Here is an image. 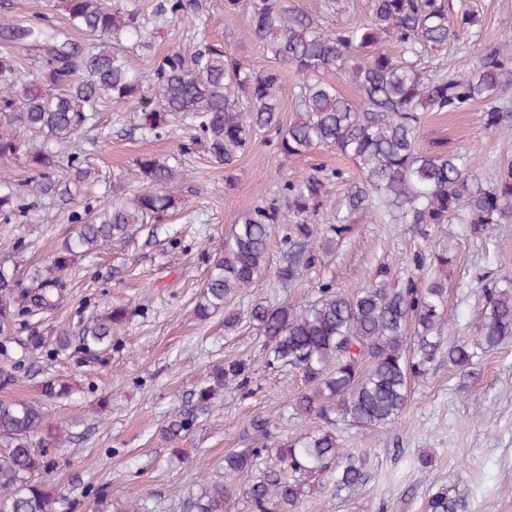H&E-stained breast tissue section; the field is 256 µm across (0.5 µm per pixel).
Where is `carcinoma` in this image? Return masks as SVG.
Instances as JSON below:
<instances>
[{"mask_svg": "<svg viewBox=\"0 0 512 512\" xmlns=\"http://www.w3.org/2000/svg\"><path fill=\"white\" fill-rule=\"evenodd\" d=\"M191 0H159L147 14L137 3L116 7L110 0H62L67 26L86 37L83 45L59 37L49 13L35 22L7 25L11 40L25 49L0 50V159L24 157L31 166L35 200L0 176V223L13 224L48 202L67 204L68 179L80 175L87 148L96 141L85 133L114 103L137 104V129L159 138L171 121L192 132L210 159L229 171L260 134H274L275 148L286 157L305 156L332 144L358 171L314 173L303 180L282 181L278 195L262 202L234 225L224 251L213 260L195 304L202 321L224 310L241 289L269 275L291 288L304 271L325 261L354 231L355 216L365 212L383 224H406L429 239L442 224H464L482 237L495 224H512V160L498 158L500 175L483 186L470 167V155L427 154L418 145L426 112H459L481 104L484 125L498 129L512 121V105L502 95L512 87V37L467 55L452 74H427L418 59L428 50L479 36L473 11L456 17L447 0H372L362 23L329 29L297 0H224V13L248 16L252 35L263 51L292 66L298 81L291 93L295 109L282 117V75L258 73L223 43L194 32L188 52L171 49L151 56L147 71L130 64L125 45L150 47L159 30L188 20ZM391 39L392 54L382 46ZM333 72L349 82L356 96H345L337 83L321 77ZM69 148L67 165L61 150ZM139 186L124 193V177L112 181V198L86 199L83 211L68 215L78 225L64 251L51 257L35 284L20 288L0 269V335L16 321H26L62 297L72 256H83L121 241L138 224L160 221L173 199L171 188L186 177L182 162L150 156L134 160ZM344 187L334 222L314 217L330 179ZM281 234L282 259L268 267L269 245ZM456 256L451 247L414 252L402 268L384 263L374 279L353 294L331 281L317 286V298L304 308L274 306L257 299L250 321L264 336L266 364L297 369L304 390L292 402L301 419L316 417L323 427L291 444L241 448L224 456V474L232 477L257 469L264 455L275 453L279 469L262 473L245 488L251 512H283L298 505L306 480L326 475L339 490L363 484L368 458L342 447L336 426L361 429L397 423L411 398L410 382L424 379L441 354L442 328L448 317V281L444 270ZM476 281L483 302L477 346L465 340L448 344V364L463 371L479 352L512 336V279L504 285ZM128 308L115 306L85 327L74 349L78 361H101L112 350L116 326ZM35 400H0V512H52L57 497L50 490L51 454L64 447L65 427L47 419L45 402L67 397V379L40 382ZM226 389L242 398L255 393L247 358L224 362L191 393L187 404L171 413L162 429L172 443L194 430L214 395ZM38 444H33L34 438ZM231 488L207 481L191 499L187 512H225ZM460 500L436 491L424 512H459Z\"/></svg>", "mask_w": 512, "mask_h": 512, "instance_id": "obj_1", "label": "carcinoma"}]
</instances>
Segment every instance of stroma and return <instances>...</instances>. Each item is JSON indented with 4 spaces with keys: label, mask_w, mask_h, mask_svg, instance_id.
Returning a JSON list of instances; mask_svg holds the SVG:
<instances>
[{
    "label": "stroma",
    "mask_w": 512,
    "mask_h": 512,
    "mask_svg": "<svg viewBox=\"0 0 512 512\" xmlns=\"http://www.w3.org/2000/svg\"><path fill=\"white\" fill-rule=\"evenodd\" d=\"M465 2L481 15L479 37L426 55L421 61L425 71L453 73L461 57L512 33V0ZM298 3L320 12L323 26L338 27L363 21L371 0H339L333 11L321 10V0ZM190 16L174 30H160L155 51L188 48L194 21H202L206 35L231 47L252 68L281 69L287 85L281 108L292 115L293 68L258 48L242 16L225 15L224 0H194ZM133 111L127 104L121 112H103L95 131L99 143L87 156V174L71 186L76 199L92 194L107 199L113 174L131 171L135 157L172 158L190 136L187 128L176 126L159 139L142 137L131 128ZM483 115L478 105L464 112L427 113L420 148L468 151L474 173L482 183L492 182L493 158L512 157V130L486 129ZM184 160L188 176L173 189L174 204L157 236L142 231L78 259L58 305L27 323L10 325L4 338L9 351L0 355V367L18 362L25 373L16 384L0 388V399H34L39 382L52 375L67 376L73 386L70 397L46 404L51 421L68 425L79 436L63 451L54 472V484L73 503L72 512H94V494L100 490L109 492L113 502L139 505L141 512H186L201 480L220 474L225 453L248 446L253 417L274 416L272 435L279 444L319 427L317 419L302 421L287 412V402L303 383L297 370L267 366L263 338L247 318L253 297L302 308L316 299L319 281H334L350 293L369 282L379 264L407 257L426 244L450 241L457 260L448 270L452 323L444 337L470 341L478 334L481 315L473 283L485 273L489 257L498 259V276L512 277V224L495 225L483 240L453 224L426 242L362 213L350 240L295 287L280 288L266 279L227 302L226 310L242 322L234 335H225L223 316L199 320L194 306L233 225L271 197L281 178L300 180L336 168L352 175L356 169L330 144L304 158L282 157L268 133L257 136L230 174L212 164L199 146ZM75 230L66 210L55 206L40 207L15 224L0 223V262L15 269L18 279L31 282L36 266L48 261ZM19 242L25 247L20 255L14 252ZM116 305L128 306L132 315L120 327L107 363L79 364L69 352L50 355L27 346L35 329L52 340L64 336L77 342L83 327ZM238 355L254 365L256 394L243 399L227 390L215 396L199 427L176 445L183 459L173 458V445L161 437L165 420L214 366ZM340 432L344 447L368 455L370 479L339 491L327 477L313 478L296 512H424L427 495L442 487L460 498L461 512H512V338L483 354L468 373L434 362L427 380L413 385L399 423L372 431L344 425ZM423 454L434 458L433 471L416 468Z\"/></svg>",
    "instance_id": "1"
}]
</instances>
